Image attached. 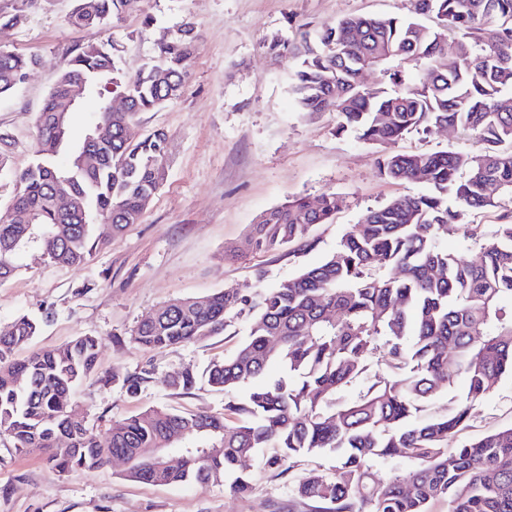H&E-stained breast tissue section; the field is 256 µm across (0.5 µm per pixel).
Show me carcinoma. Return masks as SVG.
Wrapping results in <instances>:
<instances>
[{"instance_id": "1", "label": "carcinoma", "mask_w": 512, "mask_h": 512, "mask_svg": "<svg viewBox=\"0 0 512 512\" xmlns=\"http://www.w3.org/2000/svg\"><path fill=\"white\" fill-rule=\"evenodd\" d=\"M31 0L0 10V27L26 20ZM141 0H78L75 27L105 28L140 11ZM421 16L441 26L426 27ZM275 59L297 61L290 91L301 112H334L337 131L370 145L460 128L480 143L475 153L416 151L382 155L378 175L422 181L428 191L370 209L315 266L253 295L224 289L171 301L140 320L134 341L161 350L248 321L236 352L205 370L211 387L233 397L221 416L149 408L102 434L71 418L77 388L97 370L100 340L79 336L23 362L17 349L37 332L23 314L0 329V431L28 453L49 448L58 473L91 472L112 457L134 481L219 483L253 489L246 461L290 475L306 512H512V426L456 443L472 411L512 376V214L478 241L477 264L448 252L440 234L473 210L512 202V0H415V17L354 16L291 41L262 43ZM115 44L77 49L37 116V145L0 205V283L16 272L20 247L39 235L56 264L81 267L109 240L139 223L166 178L167 136L135 140L137 115L178 99L197 52L195 27L160 44V63L135 76L119 72ZM33 56L0 50V95L23 83ZM376 72L372 85L362 81ZM125 99L109 112L111 96ZM95 103L81 141L70 143L74 113ZM70 149L61 165L57 156ZM80 205L68 208L64 199ZM342 206L334 193L300 196L263 213L249 244L274 252L329 224ZM272 366L279 375L264 379ZM465 378L467 391L448 414H426L433 400ZM186 370L170 381L195 387ZM358 393L343 399L349 386ZM184 441L181 461L154 467L158 448ZM336 453L327 471L293 470L299 459ZM390 466L389 476H379Z\"/></svg>"}]
</instances>
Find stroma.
Segmentation results:
<instances>
[{
	"mask_svg": "<svg viewBox=\"0 0 512 512\" xmlns=\"http://www.w3.org/2000/svg\"><path fill=\"white\" fill-rule=\"evenodd\" d=\"M142 15H129L106 29L76 28L69 22L75 0H36L23 25L0 31V47L33 55L38 64L10 95L0 97V133L12 142L10 173L0 175V201L14 190L13 172L33 157L36 117L61 69L76 48L114 42L117 66L128 76L156 60L160 41L195 26L198 51L184 94L165 107L140 113L133 136L156 129L167 135L166 180L139 223L81 267L49 262L39 242L16 256V274L0 284V328L18 314L41 322L39 333L18 359L60 346L75 337L100 339L98 370L79 389L76 417L106 430L153 406L220 414L224 393L197 385L183 393L169 379L190 369L202 372L215 359L231 356L248 325L230 333L161 350L133 339L146 314L180 298H199L233 288L243 294L274 285L332 251L367 210L393 198L424 191L421 182L380 178L383 154L426 150L474 152L471 135L451 128L371 146L351 133H337L332 112L298 111L289 91L293 59H274L262 43L271 34L295 37L301 24L316 27L354 15L410 17L414 0H142ZM324 192L344 205L333 223L315 226L306 241L275 252L242 246L256 218L295 196ZM150 372L136 396L119 379ZM512 425V377L478 405L461 440ZM47 452L16 451L0 434V512H301L288 481L247 463L255 472L252 492L233 495L228 483L153 485L129 480L123 461L93 472L60 474Z\"/></svg>",
	"mask_w": 512,
	"mask_h": 512,
	"instance_id": "35a3bbf8",
	"label": "stroma"
}]
</instances>
